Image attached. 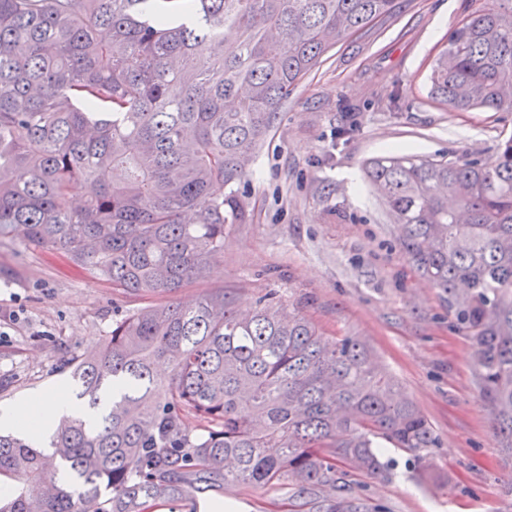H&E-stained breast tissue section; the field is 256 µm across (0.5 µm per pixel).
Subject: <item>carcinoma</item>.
I'll list each match as a JSON object with an SVG mask.
<instances>
[{
    "label": "carcinoma",
    "instance_id": "obj_1",
    "mask_svg": "<svg viewBox=\"0 0 512 512\" xmlns=\"http://www.w3.org/2000/svg\"><path fill=\"white\" fill-rule=\"evenodd\" d=\"M395 10L0 0V240L58 253L124 294L176 292L224 257L226 225L249 220L236 186L294 90ZM429 84L457 112H512V0H486L450 31ZM366 175L413 267L473 337L512 452V137L484 159L374 158ZM72 369L102 412L63 419L47 448L0 434V478L13 482L0 512H152L200 484L286 486L289 512H371L323 495L345 490L336 461L378 476L382 442L416 456L436 443L359 339L324 337L275 292L246 314L222 288L147 304Z\"/></svg>",
    "mask_w": 512,
    "mask_h": 512
}]
</instances>
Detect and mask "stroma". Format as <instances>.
<instances>
[{"mask_svg": "<svg viewBox=\"0 0 512 512\" xmlns=\"http://www.w3.org/2000/svg\"><path fill=\"white\" fill-rule=\"evenodd\" d=\"M485 0H397L394 14L337 46L283 106L249 165L252 219L224 231V257L180 288L189 303L224 288L235 308L277 292L324 336L363 341L430 422L424 461L391 447L381 476L348 470L346 495L379 512H512V455L493 431L474 361L448 297L419 276L401 231L365 177L392 153L478 152L512 137V112H455L429 96L427 77L449 30ZM124 295L59 255L0 244V405L61 386L78 392L59 351L95 348L115 316L157 301ZM287 489L201 490L173 512L230 499L247 512H284Z\"/></svg>", "mask_w": 512, "mask_h": 512, "instance_id": "obj_1", "label": "stroma"}]
</instances>
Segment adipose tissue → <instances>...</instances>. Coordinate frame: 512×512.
<instances>
[{
  "label": "adipose tissue",
  "instance_id": "ef3b65f1",
  "mask_svg": "<svg viewBox=\"0 0 512 512\" xmlns=\"http://www.w3.org/2000/svg\"><path fill=\"white\" fill-rule=\"evenodd\" d=\"M84 406L77 404L67 390L57 388L7 408H0V428L25 432L34 442H42L51 422L60 415L85 414Z\"/></svg>",
  "mask_w": 512,
  "mask_h": 512
}]
</instances>
